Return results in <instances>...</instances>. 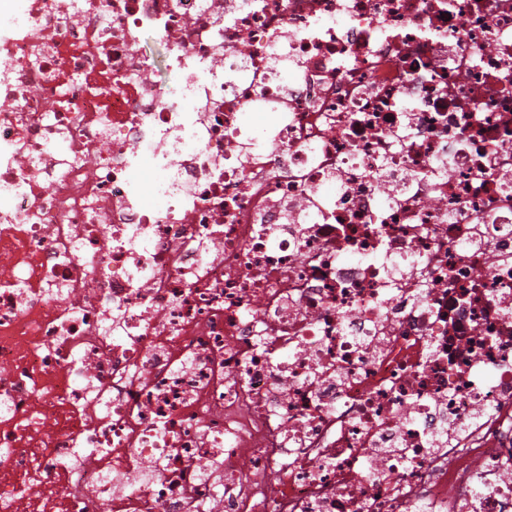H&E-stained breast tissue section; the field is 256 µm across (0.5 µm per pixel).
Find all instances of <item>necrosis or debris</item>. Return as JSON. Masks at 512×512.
I'll return each mask as SVG.
<instances>
[{
    "label": "necrosis or debris",
    "instance_id": "1",
    "mask_svg": "<svg viewBox=\"0 0 512 512\" xmlns=\"http://www.w3.org/2000/svg\"><path fill=\"white\" fill-rule=\"evenodd\" d=\"M0 6V512H512V0ZM140 47L151 52L155 64L145 73V80L164 87L171 80V75L165 69L163 60L165 57V48L159 38L153 34H146L141 37Z\"/></svg>",
    "mask_w": 512,
    "mask_h": 512
}]
</instances>
